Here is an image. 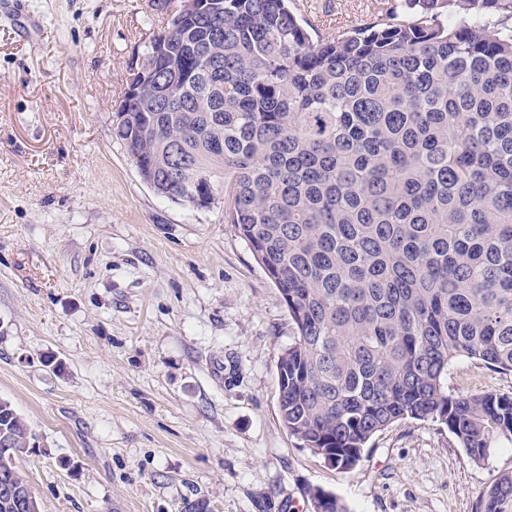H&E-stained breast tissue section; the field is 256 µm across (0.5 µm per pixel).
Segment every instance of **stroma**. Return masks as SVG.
<instances>
[{
  "instance_id": "1",
  "label": "stroma",
  "mask_w": 512,
  "mask_h": 512,
  "mask_svg": "<svg viewBox=\"0 0 512 512\" xmlns=\"http://www.w3.org/2000/svg\"><path fill=\"white\" fill-rule=\"evenodd\" d=\"M0 9V399L35 448L40 512H481L512 444L473 460L445 426L405 420L345 472L278 410L294 328L223 204L159 197L112 136L143 46L180 0H21ZM388 0H294L319 34ZM459 394L512 393L465 357Z\"/></svg>"
}]
</instances>
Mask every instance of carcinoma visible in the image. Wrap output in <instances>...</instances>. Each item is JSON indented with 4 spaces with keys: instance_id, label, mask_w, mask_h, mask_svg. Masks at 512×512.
<instances>
[{
    "instance_id": "cac0c4a2",
    "label": "carcinoma",
    "mask_w": 512,
    "mask_h": 512,
    "mask_svg": "<svg viewBox=\"0 0 512 512\" xmlns=\"http://www.w3.org/2000/svg\"><path fill=\"white\" fill-rule=\"evenodd\" d=\"M220 5L145 45L113 135L160 196H228L294 325L289 435L345 472L407 419L476 461L512 444V396L448 389L460 357L512 373V0H391L315 38L290 0ZM32 440L1 399L0 512L35 499ZM481 512H512V471Z\"/></svg>"
}]
</instances>
